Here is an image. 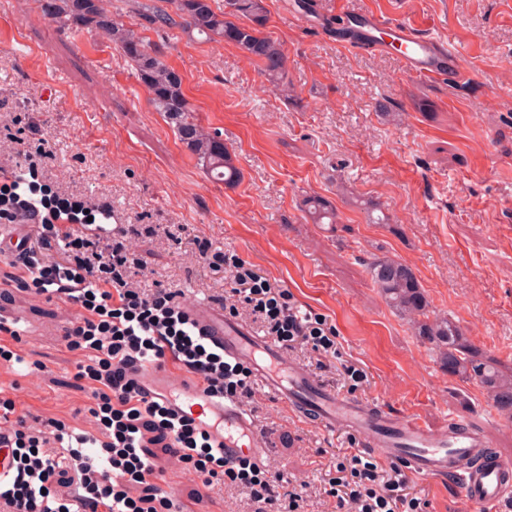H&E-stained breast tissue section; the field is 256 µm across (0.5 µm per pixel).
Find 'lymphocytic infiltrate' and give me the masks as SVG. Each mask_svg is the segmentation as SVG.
Instances as JSON below:
<instances>
[{"mask_svg": "<svg viewBox=\"0 0 512 512\" xmlns=\"http://www.w3.org/2000/svg\"><path fill=\"white\" fill-rule=\"evenodd\" d=\"M35 219L0 269V284L46 294L77 305L79 321L64 326L61 340L83 352L77 378L93 404L83 433L48 418L27 425L13 399L0 397V447L10 449L15 470L0 486V512H175L160 485L168 470L194 475L210 490L230 480L247 489L258 512L278 506L279 475L250 459H227L213 436L194 419L152 396L147 366L172 367L206 387L210 397L236 400L254 394L251 371L225 361L196 332L178 292L146 291L140 265L124 240L86 233V218L71 203L46 205L21 197L16 182L0 183V219ZM232 287L224 306L244 305L269 335L288 347L301 342L331 352L334 330L325 319L300 313L287 290L246 268L236 254H214ZM330 480L338 512H418L401 474L385 473L372 457L353 454Z\"/></svg>", "mask_w": 512, "mask_h": 512, "instance_id": "obj_1", "label": "lymphocytic infiltrate"}]
</instances>
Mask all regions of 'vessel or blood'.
Masks as SVG:
<instances>
[{"instance_id":"b4317fda","label":"vessel or blood","mask_w":512,"mask_h":512,"mask_svg":"<svg viewBox=\"0 0 512 512\" xmlns=\"http://www.w3.org/2000/svg\"><path fill=\"white\" fill-rule=\"evenodd\" d=\"M348 22L342 46L395 54L403 69L420 80H445L452 85L470 81L468 72L459 66L458 48L417 23L392 20L366 9L354 10ZM189 314L212 350L248 367L263 388L302 414L315 417L324 428L359 434L368 446L402 463L411 474L455 478L471 502L496 504L512 496V464L491 458L488 441L467 420L451 416L447 426L434 432L419 421L397 420L377 408L341 399L282 346L226 319L222 310L203 306L190 309ZM146 380L180 414L204 424L220 421L217 441L225 458L246 453L260 459L267 454L268 444L255 420L237 403L213 399L203 385L189 379L171 384L163 371H149Z\"/></svg>"}]
</instances>
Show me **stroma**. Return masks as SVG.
Segmentation results:
<instances>
[{"label":"stroma","mask_w":512,"mask_h":512,"mask_svg":"<svg viewBox=\"0 0 512 512\" xmlns=\"http://www.w3.org/2000/svg\"><path fill=\"white\" fill-rule=\"evenodd\" d=\"M296 2L264 0L266 31L288 56L289 98L265 89L233 44L178 27L149 36L181 74L195 118L232 152L241 180L228 187L199 168L112 43L59 29L38 0H0V177L25 174L52 195L111 210L134 231L143 287L177 289L191 306L223 307L231 287L198 241L234 251L300 312L335 327V354L301 343L287 353L337 396L434 430L467 416L512 462V419L476 382L448 376L369 273L373 258L400 260L431 315L454 316L477 349L512 365V0H311L429 26L461 46L472 74L463 86L422 82L394 56L337 45L334 28L304 20ZM310 194L331 201L339 223L306 222L299 203ZM371 210L390 223H368ZM0 294L20 332L0 334L17 355L0 360V396L27 423L81 427L92 403L75 379L83 356L59 339L79 308L13 288ZM245 408L271 441L262 463L281 474L279 494H299L296 512H336L328 482L366 443L296 417L260 387ZM407 480L422 512H512V499L469 503L450 477ZM166 485L184 512L258 508L229 486L193 500L194 482L178 471Z\"/></svg>","instance_id":"1"}]
</instances>
